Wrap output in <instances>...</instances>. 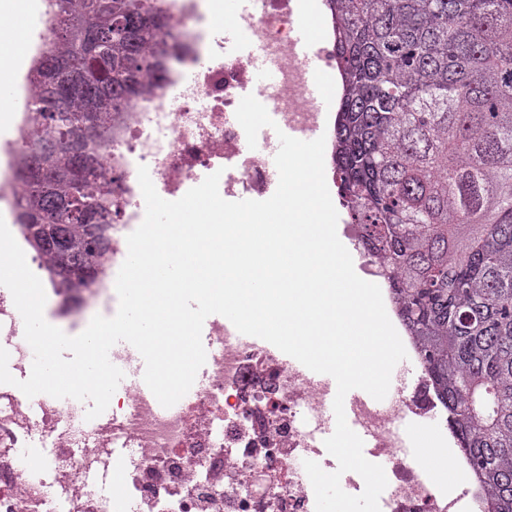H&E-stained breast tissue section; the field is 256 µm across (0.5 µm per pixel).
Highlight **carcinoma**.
<instances>
[{"label":"carcinoma","instance_id":"carcinoma-1","mask_svg":"<svg viewBox=\"0 0 512 512\" xmlns=\"http://www.w3.org/2000/svg\"><path fill=\"white\" fill-rule=\"evenodd\" d=\"M98 51L79 34L96 25L90 0H52L46 42L68 70V127L41 67L26 83L32 148L91 125L108 133L114 112L160 87L176 33L149 0H110ZM343 92L332 169L341 206L385 268L390 293L448 429L482 497V512H512V0H325ZM97 178L83 204L112 205V176L91 149ZM14 208L30 224L66 226V245L102 272L105 249L54 201L22 180ZM58 293L69 281L59 254L24 236Z\"/></svg>","mask_w":512,"mask_h":512}]
</instances>
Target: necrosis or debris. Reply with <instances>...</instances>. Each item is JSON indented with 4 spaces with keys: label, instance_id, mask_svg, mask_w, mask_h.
<instances>
[{
    "label": "necrosis or debris",
    "instance_id": "obj_1",
    "mask_svg": "<svg viewBox=\"0 0 512 512\" xmlns=\"http://www.w3.org/2000/svg\"><path fill=\"white\" fill-rule=\"evenodd\" d=\"M297 0H259L233 20L251 45L277 62L274 117L295 134L329 129L332 109L313 111L302 97L311 72L294 47ZM167 12L180 37L165 58L160 88L113 115L104 166L120 187L112 207V256L98 288L84 292L81 309L107 306L109 290L128 254L126 238L143 221L138 183L147 166L155 187L180 199L203 176L232 168L219 193L233 199L267 196L273 180L262 156L243 151L235 112L250 80L245 62L214 33L223 18L207 0H151ZM209 381L172 407L154 395L126 389L108 415L85 419V406L46 394L26 397L0 386V512H314L312 490L295 457H321L305 429L306 414L320 412L327 388L288 366L278 349L224 327L213 316L206 329ZM0 340L11 346L13 366L25 372L30 347L10 292H0ZM427 378L383 408L358 403L354 412L376 435L375 454H392L391 492L381 512H457L442 493L439 474L419 460L393 455L398 419L437 413ZM54 454L36 465L24 449L32 432ZM129 449L118 493L100 492L95 480L114 468L115 451Z\"/></svg>",
    "mask_w": 512,
    "mask_h": 512
}]
</instances>
